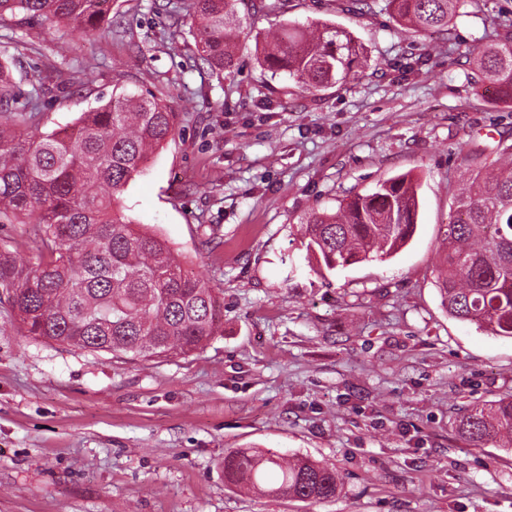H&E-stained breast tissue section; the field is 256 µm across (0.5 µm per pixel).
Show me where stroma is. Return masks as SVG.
<instances>
[{"instance_id": "obj_1", "label": "stroma", "mask_w": 512, "mask_h": 512, "mask_svg": "<svg viewBox=\"0 0 512 512\" xmlns=\"http://www.w3.org/2000/svg\"><path fill=\"white\" fill-rule=\"evenodd\" d=\"M184 0H114L96 32L0 21L17 59L12 110L40 132L113 89L170 99L179 132L124 192L126 214L224 299L188 356L90 354L26 336L0 288V512H512V453L454 431L462 407L512 392V339L448 316L438 257L471 145H512V101L479 49L512 0H460L447 31L400 33L388 0H280L248 16L237 64L212 73ZM338 25L373 71L318 92L258 62L284 22ZM407 174L416 231L392 257L318 273L300 218ZM236 448L335 467L339 495L303 502L224 482Z\"/></svg>"}]
</instances>
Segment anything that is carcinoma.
Wrapping results in <instances>:
<instances>
[{
    "label": "carcinoma",
    "mask_w": 512,
    "mask_h": 512,
    "mask_svg": "<svg viewBox=\"0 0 512 512\" xmlns=\"http://www.w3.org/2000/svg\"><path fill=\"white\" fill-rule=\"evenodd\" d=\"M112 0H0V18L63 24L82 37ZM459 0H389L408 33L443 30ZM276 7L265 0H187L201 58L215 72L234 65L251 30L240 9ZM260 64L284 72L307 92L360 75L363 46L334 24H283L263 41ZM481 79L512 96V37L482 52ZM15 58L0 53V108L14 99ZM22 127L0 125V223L35 224L48 259L35 266L0 253V287L27 335L59 345L136 358L186 356L221 331L224 300L184 257L127 216L121 197L151 155L175 138L178 113L145 90L112 92L105 103L47 134L31 130L37 113H18ZM417 185L407 175L379 183L336 210L299 221L319 270L333 271L399 251L413 236ZM439 267L448 316L492 336L512 338V159L470 154V177L454 200ZM456 433L474 447L512 452V396L474 404ZM224 480L303 501L329 500L340 488L336 469L307 456L281 458L240 448L224 457Z\"/></svg>",
    "instance_id": "1"
}]
</instances>
